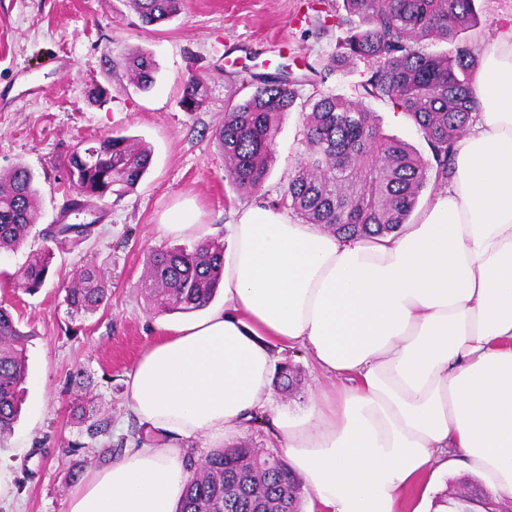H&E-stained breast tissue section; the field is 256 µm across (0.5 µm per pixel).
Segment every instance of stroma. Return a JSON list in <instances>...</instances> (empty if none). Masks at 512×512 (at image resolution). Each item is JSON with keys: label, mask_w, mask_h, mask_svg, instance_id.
Returning <instances> with one entry per match:
<instances>
[{"label": "stroma", "mask_w": 512, "mask_h": 512, "mask_svg": "<svg viewBox=\"0 0 512 512\" xmlns=\"http://www.w3.org/2000/svg\"><path fill=\"white\" fill-rule=\"evenodd\" d=\"M342 8L343 0H185L179 16L146 27L127 0H0V170L28 167L42 193L35 230L16 251L0 254V305L31 335L25 404L11 433L0 437V464L15 486L0 512H65L73 463L87 471L106 465L101 443L86 441L80 413L109 420L111 457L140 446L142 425L127 408L128 378L141 354L187 319L150 306L141 286L146 256L195 243L159 238L157 226L183 208L191 223L206 225L210 239L220 242L234 211L278 199L303 150L300 108L285 114L276 160L256 194L225 179L215 131L226 104L250 94L252 75L284 66L301 81L302 96L354 98L365 63L319 74L336 51ZM476 9L477 24L464 38L477 48L512 24V0H477ZM135 48L157 64L147 91L131 84L123 68L125 53ZM193 72L204 76L207 99L199 111L187 112L180 99ZM97 86L108 90L106 101L90 99ZM117 130L153 150L136 190L102 203L82 241L44 240L41 229L62 218L85 220L65 213L72 191L60 158ZM47 246L54 261L43 288L33 295L13 288L11 274ZM85 266L103 274L108 301L94 314L73 317L63 289ZM280 356L302 379L299 393L278 397L282 409L296 414L328 380L301 349ZM79 371L86 376L81 389L74 383Z\"/></svg>", "instance_id": "1"}]
</instances>
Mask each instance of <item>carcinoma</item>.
<instances>
[{
    "label": "carcinoma",
    "mask_w": 512,
    "mask_h": 512,
    "mask_svg": "<svg viewBox=\"0 0 512 512\" xmlns=\"http://www.w3.org/2000/svg\"><path fill=\"white\" fill-rule=\"evenodd\" d=\"M144 26L160 25L182 13L184 0H128ZM475 0H344L346 16L336 17L344 36L327 70L359 59L366 63L355 86L358 100L336 95L301 103L302 145L276 207L292 210L303 224L330 227L338 235L381 236L407 223L429 176L440 182L452 173L451 158L463 132L476 121L473 80L478 56L460 34L476 25ZM437 40L453 49L434 54ZM129 80L142 90L155 82L156 63L143 50L125 57ZM253 91L229 103L215 138L224 154L225 179L247 193L262 190L275 158L281 119L300 99L292 71L252 77ZM370 97L392 104L413 122L430 158L382 132L381 118L362 104ZM205 81L194 73L183 83L181 105L198 111ZM152 161V149L131 136L112 133L86 148L73 147L62 159L67 180L77 189L74 212L133 190ZM35 176L23 166L0 173V251H13L40 217ZM54 253L44 248L16 275V284L34 294L43 287ZM224 271V245L204 240L192 249L153 251L143 289L154 308L193 312L209 305ZM73 316L92 314L107 301L100 273L84 268L64 289ZM29 334L0 306V435L18 419L27 377ZM299 385L294 368L278 367L275 387ZM301 478L276 450L260 454L248 445L215 449L193 470L177 512H302ZM458 512L495 506L479 497L453 501Z\"/></svg>",
    "instance_id": "1"
}]
</instances>
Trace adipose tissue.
I'll return each instance as SVG.
<instances>
[{
	"instance_id": "ef3b65f1",
	"label": "adipose tissue",
	"mask_w": 512,
	"mask_h": 512,
	"mask_svg": "<svg viewBox=\"0 0 512 512\" xmlns=\"http://www.w3.org/2000/svg\"><path fill=\"white\" fill-rule=\"evenodd\" d=\"M478 118L417 221L343 238L248 207L229 227L223 303L148 348L128 407L168 436L92 470L66 512H176L199 438L265 415L311 512H452L428 500L463 469L512 500V26L483 42ZM334 388L301 415L274 398L275 350Z\"/></svg>"
}]
</instances>
